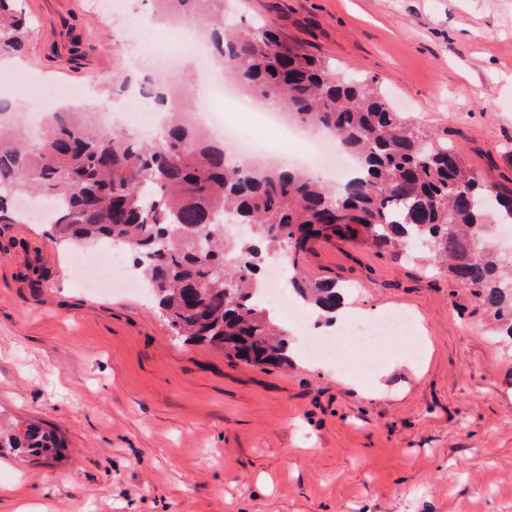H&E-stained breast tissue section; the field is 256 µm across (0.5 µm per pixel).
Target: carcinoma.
I'll list each match as a JSON object with an SVG mask.
<instances>
[{
  "instance_id": "carcinoma-1",
  "label": "carcinoma",
  "mask_w": 512,
  "mask_h": 512,
  "mask_svg": "<svg viewBox=\"0 0 512 512\" xmlns=\"http://www.w3.org/2000/svg\"><path fill=\"white\" fill-rule=\"evenodd\" d=\"M225 2L153 0L161 21L203 25L224 74L253 97L278 99L296 122L336 136L358 157L360 175L334 189L296 169L231 167L224 146L191 123L188 99L173 105L183 89L159 80L149 93L154 106H166L157 141L104 131L86 110L52 113L33 145L24 129L0 123V223H15L16 197L56 196L57 239H119L174 335L252 366L290 362L288 334L253 294L259 258L285 253L296 270L319 239L421 245L493 314L496 333L512 339V273L489 250L483 224L490 208L512 224V191L476 177L454 147L403 119L368 81L340 75L267 23L227 26ZM22 3L0 0V57L23 50ZM221 215L249 225L251 240H225ZM289 286L328 323L344 301L334 278L296 272ZM61 447L41 422L0 423V456Z\"/></svg>"
}]
</instances>
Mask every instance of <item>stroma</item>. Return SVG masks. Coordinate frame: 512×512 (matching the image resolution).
Wrapping results in <instances>:
<instances>
[{
  "mask_svg": "<svg viewBox=\"0 0 512 512\" xmlns=\"http://www.w3.org/2000/svg\"><path fill=\"white\" fill-rule=\"evenodd\" d=\"M92 0H24L12 69L101 112L128 29ZM236 25L372 80L407 120L512 190V0H230ZM82 247L0 224V418L65 448L0 456V512H512V341L423 254L332 239L302 263L365 317L411 315L417 354L352 350L371 379L296 356L251 366L174 336L149 295L77 284Z\"/></svg>",
  "mask_w": 512,
  "mask_h": 512,
  "instance_id": "35a3bbf8",
  "label": "stroma"
}]
</instances>
